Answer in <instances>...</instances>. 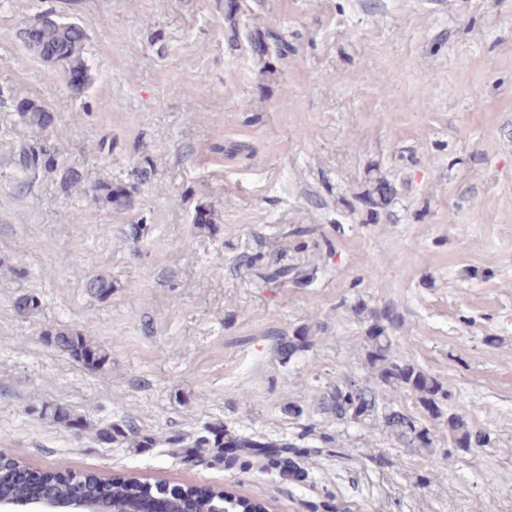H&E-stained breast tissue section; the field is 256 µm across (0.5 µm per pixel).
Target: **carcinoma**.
Wrapping results in <instances>:
<instances>
[{"instance_id": "obj_1", "label": "carcinoma", "mask_w": 512, "mask_h": 512, "mask_svg": "<svg viewBox=\"0 0 512 512\" xmlns=\"http://www.w3.org/2000/svg\"><path fill=\"white\" fill-rule=\"evenodd\" d=\"M20 37L27 51L48 66L61 67L63 71L77 77L73 82L75 89L83 88L89 81V68L85 58L86 40L83 27L76 22L55 19L41 24L36 20L23 22ZM20 112L28 121L37 126L47 124L46 111L31 103H26ZM82 192L96 204L116 210L131 206L132 199L127 187L108 181H98L82 189ZM403 327V318L390 305L372 315L367 329L368 348L366 358L373 370L375 379H363L347 375L329 384L316 397L317 406L324 413L347 424H359L375 413L378 406L379 388L387 387L390 402L385 412L387 427L410 447L418 446L420 438H428L426 447H433L434 431L439 426L448 428V446L446 456L456 453H470L476 449L491 448L495 445L492 434L484 429H473L453 411L451 390L436 377L415 366L397 333ZM92 329L72 332L58 328L50 332L48 341L60 350L67 352L74 360L91 371L103 369L109 354L102 346L93 343L89 336ZM413 398L423 418H417L406 411L403 401ZM46 418L65 427L84 424L82 416L70 410L48 407ZM100 436L112 441L122 438L134 445L138 444L137 431L128 427L114 431L112 428L101 430ZM247 448L254 456H267L270 448L288 449V460L282 462V472L288 478L303 481L307 473L301 469L296 459L309 452L293 440L269 442L261 439L224 437V431L212 430L210 436L200 437L187 444L189 448ZM18 461L0 457V494L18 495L20 490L14 482ZM52 494L74 500L93 492L106 498L112 512H132L135 503L141 499V485L133 482L114 484L110 480L99 481L91 473L66 477L53 485Z\"/></svg>"}]
</instances>
